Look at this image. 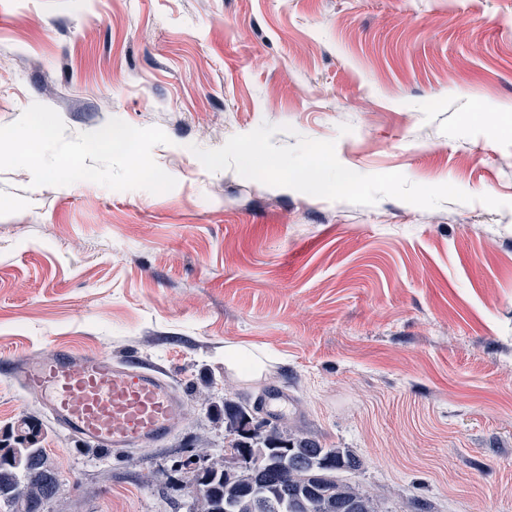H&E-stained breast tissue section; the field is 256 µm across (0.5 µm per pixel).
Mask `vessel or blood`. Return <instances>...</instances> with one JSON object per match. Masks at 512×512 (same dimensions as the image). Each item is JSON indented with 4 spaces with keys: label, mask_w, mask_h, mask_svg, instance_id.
Here are the masks:
<instances>
[{
    "label": "vessel or blood",
    "mask_w": 512,
    "mask_h": 512,
    "mask_svg": "<svg viewBox=\"0 0 512 512\" xmlns=\"http://www.w3.org/2000/svg\"><path fill=\"white\" fill-rule=\"evenodd\" d=\"M9 370L24 389L39 393L59 426L103 448L160 443L183 414V401L164 375L106 354L55 347Z\"/></svg>",
    "instance_id": "1"
}]
</instances>
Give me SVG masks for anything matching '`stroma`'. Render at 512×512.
Masks as SVG:
<instances>
[{
	"label": "stroma",
	"mask_w": 512,
	"mask_h": 512,
	"mask_svg": "<svg viewBox=\"0 0 512 512\" xmlns=\"http://www.w3.org/2000/svg\"><path fill=\"white\" fill-rule=\"evenodd\" d=\"M35 102L70 139L163 129L177 181L0 170V430L39 419L51 512H189L184 461L229 452L218 407L271 385L291 430L357 456L339 477L379 512H512V0H0V126ZM264 123L475 200L359 206L193 153ZM228 343L268 370L225 371ZM57 345L161 370L173 434L119 451L58 426L3 369Z\"/></svg>",
	"instance_id": "stroma-1"
}]
</instances>
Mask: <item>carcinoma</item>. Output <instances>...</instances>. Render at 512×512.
<instances>
[{
	"label": "carcinoma",
	"mask_w": 512,
	"mask_h": 512,
	"mask_svg": "<svg viewBox=\"0 0 512 512\" xmlns=\"http://www.w3.org/2000/svg\"><path fill=\"white\" fill-rule=\"evenodd\" d=\"M258 405L224 401L227 430L237 448H288L272 455L258 472L249 467L227 473L219 460L202 457L192 467L191 484L203 495L200 512H377L373 498L337 479L359 460L345 448H325L317 440L288 433L286 424L257 416ZM41 426L30 416L0 435V508L4 512H45L61 483L41 447Z\"/></svg>",
	"instance_id": "carcinoma-1"
}]
</instances>
